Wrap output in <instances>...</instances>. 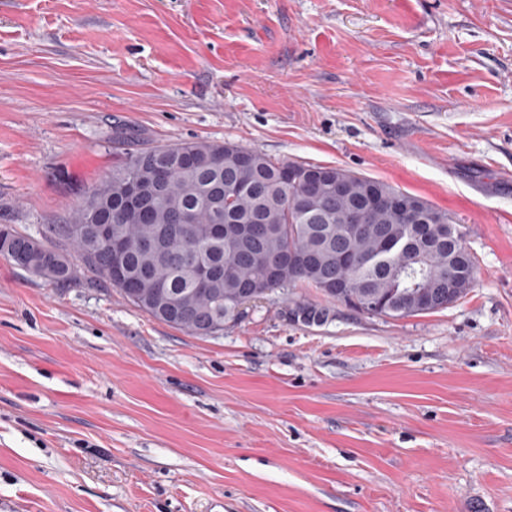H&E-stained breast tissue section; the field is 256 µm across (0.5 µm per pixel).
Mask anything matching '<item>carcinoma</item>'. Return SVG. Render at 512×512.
<instances>
[{"label":"carcinoma","mask_w":512,"mask_h":512,"mask_svg":"<svg viewBox=\"0 0 512 512\" xmlns=\"http://www.w3.org/2000/svg\"><path fill=\"white\" fill-rule=\"evenodd\" d=\"M155 183L152 219L139 218L131 188ZM191 222L173 229L176 217ZM112 225L124 249L123 266L111 269L110 245L93 217ZM224 225V235L207 227ZM61 239L84 265L119 289L152 319L196 336V327L239 318L248 288L270 291L300 284L323 297L372 316L404 318L433 313L465 298L478 281V264L452 218L420 197L349 170L312 163L274 161L233 142L191 141L128 153L112 175L73 209ZM10 249L0 255L15 268L56 285L77 280L62 250L0 225ZM383 239L409 250L383 264L374 254ZM46 255L59 264H24L19 257ZM463 276L448 293V276ZM162 288L158 310L145 291ZM293 316L323 314L303 300Z\"/></svg>","instance_id":"1"}]
</instances>
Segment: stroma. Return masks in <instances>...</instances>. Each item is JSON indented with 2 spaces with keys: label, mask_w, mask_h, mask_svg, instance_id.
Listing matches in <instances>:
<instances>
[{
  "label": "stroma",
  "mask_w": 512,
  "mask_h": 512,
  "mask_svg": "<svg viewBox=\"0 0 512 512\" xmlns=\"http://www.w3.org/2000/svg\"><path fill=\"white\" fill-rule=\"evenodd\" d=\"M195 140L448 211L478 284L191 336L0 257V512H512V0H0V224Z\"/></svg>",
  "instance_id": "1"
}]
</instances>
